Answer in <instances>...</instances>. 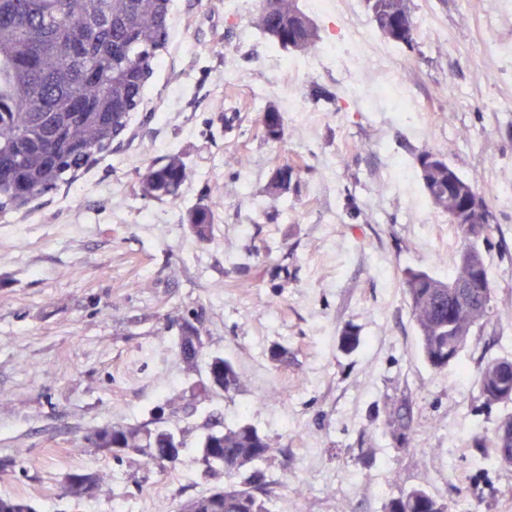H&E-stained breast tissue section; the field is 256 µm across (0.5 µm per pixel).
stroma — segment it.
<instances>
[{
	"mask_svg": "<svg viewBox=\"0 0 512 512\" xmlns=\"http://www.w3.org/2000/svg\"><path fill=\"white\" fill-rule=\"evenodd\" d=\"M310 12L322 39L342 36L350 64L310 70V54L271 61L260 0H172L171 36L124 141L72 186L0 213V496L37 512H157L225 484L186 453L146 470L135 454L77 453L85 435L153 420L191 377L170 317L202 310L206 355L242 372L220 403L269 436L273 512H384L423 487L451 512H512V472L480 462L471 442L505 408L485 407L478 366L512 357V319L475 330L456 365L422 360L404 293L407 270L451 273L461 239L430 205L415 158L446 154L493 213L496 304L512 309V67L485 48L512 46V0H410L417 48L385 56L364 0ZM407 95L398 118L381 87ZM284 117L281 142L260 130ZM242 168L225 166L234 152ZM180 154L191 170L178 204L140 196L150 164ZM302 166L288 193H265L276 166ZM209 206L198 242L189 210ZM150 288H143V281ZM353 325L351 352L338 332ZM287 363L272 361L274 346ZM408 398L414 431L396 447L387 406ZM28 449L12 462L14 449ZM111 480L63 497L68 474ZM263 136L268 141L278 142L284 134V118L281 112L276 109L265 110L259 119ZM213 211L208 206H198L187 214V224L193 236L199 242H206L211 239L213 232Z\"/></svg>",
	"mask_w": 512,
	"mask_h": 512,
	"instance_id": "35a3bbf8",
	"label": "stroma"
}]
</instances>
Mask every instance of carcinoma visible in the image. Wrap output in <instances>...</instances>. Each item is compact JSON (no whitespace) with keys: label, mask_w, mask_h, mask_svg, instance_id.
<instances>
[{"label":"carcinoma","mask_w":512,"mask_h":512,"mask_svg":"<svg viewBox=\"0 0 512 512\" xmlns=\"http://www.w3.org/2000/svg\"><path fill=\"white\" fill-rule=\"evenodd\" d=\"M370 20L379 34L396 47L412 49L416 23L409 0H365ZM258 27L281 48L288 42L299 50L318 48L319 31L297 0H262ZM171 29V0H0V212L19 210L38 195L72 180L90 160L124 135L131 113L139 107L144 88L166 49ZM265 139L278 142L284 134V118L276 109L259 119ZM423 150L417 157L423 191L429 203L448 214V179L460 194L478 193L447 158ZM286 177L270 179L265 191L277 200L290 189L301 167L282 164ZM190 170L179 156L161 166H149L139 179L140 195L149 200L176 203ZM213 211L198 206L187 214V224L200 242L211 239ZM463 248L471 249L474 262L457 264L446 281L423 270H409L404 286L419 333L420 353L426 364L443 371L454 364L474 329L512 316L495 304L490 270L479 248L489 241L491 223L458 224ZM480 277L479 288H455L453 284ZM182 322L194 332H181L175 351L195 375L200 371L199 324L202 315ZM217 374L224 376V391L209 381L194 380L189 388L167 398L173 422L169 425L109 424L85 437L88 448H112L119 442L142 457L151 470L174 465L188 450L189 429L179 425L180 415L195 413L199 405L213 403L239 392L244 380L234 364L222 357L210 358ZM479 396L488 405L512 404V378L500 374L491 360L477 372ZM241 412L234 425L224 424L223 413L210 412L204 433L194 452L197 461L212 474L247 473L243 482L214 488L177 506L167 502L158 512H271V492L276 480L262 465L275 452L271 439L246 420ZM387 426L393 440L405 444L413 432L412 408L405 400L388 410ZM479 452L490 449L492 460L512 469V413L498 420L493 435L474 438ZM64 496L81 501L95 493L70 474L64 480ZM0 512H36L27 501L0 497ZM385 512H448V503L424 488H411L388 500Z\"/></svg>","instance_id":"1"}]
</instances>
